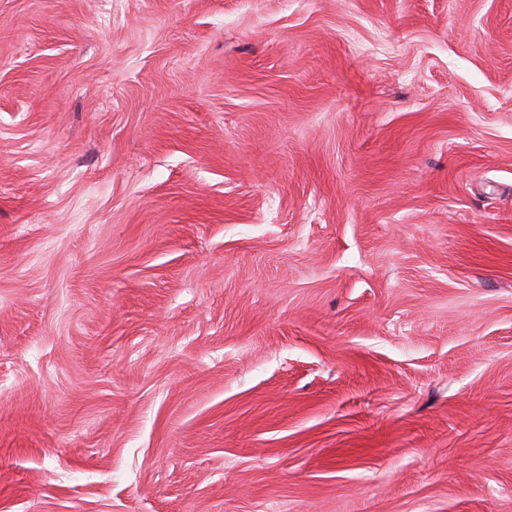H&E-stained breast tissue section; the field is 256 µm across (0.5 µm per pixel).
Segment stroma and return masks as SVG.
I'll list each match as a JSON object with an SVG mask.
<instances>
[{
	"instance_id": "35a3bbf8",
	"label": "stroma",
	"mask_w": 512,
	"mask_h": 512,
	"mask_svg": "<svg viewBox=\"0 0 512 512\" xmlns=\"http://www.w3.org/2000/svg\"><path fill=\"white\" fill-rule=\"evenodd\" d=\"M0 512H512V0H0Z\"/></svg>"
}]
</instances>
